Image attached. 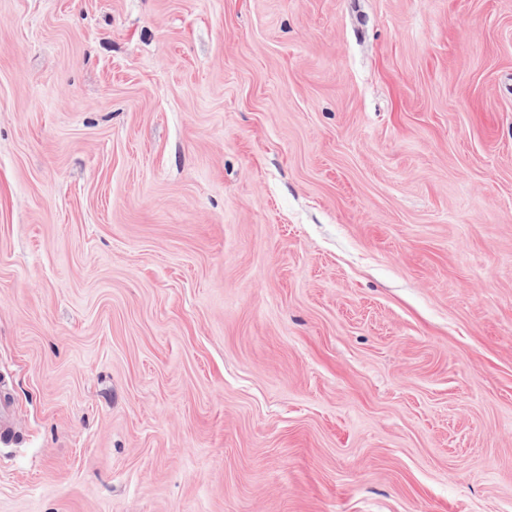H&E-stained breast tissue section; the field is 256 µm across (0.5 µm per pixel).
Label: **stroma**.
Instances as JSON below:
<instances>
[{"instance_id":"obj_1","label":"stroma","mask_w":512,"mask_h":512,"mask_svg":"<svg viewBox=\"0 0 512 512\" xmlns=\"http://www.w3.org/2000/svg\"><path fill=\"white\" fill-rule=\"evenodd\" d=\"M0 512H512V0H0Z\"/></svg>"}]
</instances>
